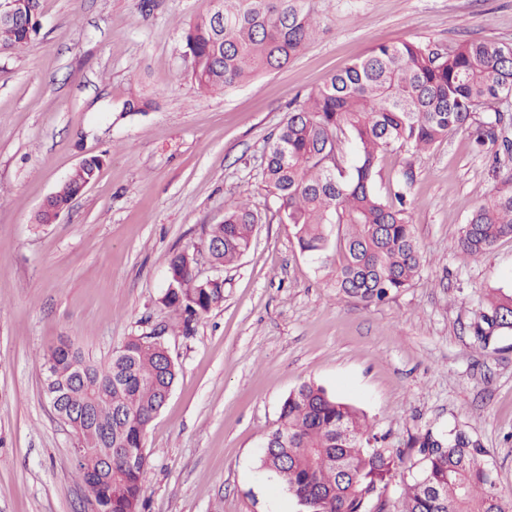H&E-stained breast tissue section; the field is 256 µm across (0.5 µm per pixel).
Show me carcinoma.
<instances>
[{"label": "carcinoma", "instance_id": "1", "mask_svg": "<svg viewBox=\"0 0 512 512\" xmlns=\"http://www.w3.org/2000/svg\"><path fill=\"white\" fill-rule=\"evenodd\" d=\"M24 15L0 26V51L16 49L38 32L41 0H26ZM308 0H218L189 24L185 54L191 77L206 90L238 87L285 67L318 33ZM512 92V47L468 40L448 49L403 41L373 49L332 74L309 94L270 142L263 177L281 220L300 250L332 268L330 287L370 308L410 287L424 256L408 210L413 175L402 174L393 199L382 197L375 177L379 160L395 149L425 151L464 132L479 152L500 145L512 154L502 109ZM354 146L346 164L343 145ZM100 158L73 173L36 221L46 224L65 209L77 189L96 178ZM499 187L473 210L456 244L476 260L496 242L512 237V168L496 171ZM261 221L240 201L224 209L201 246L172 253L162 303L176 313L185 333L224 301V282L198 277V256L214 268L240 260L250 250ZM344 232L333 235L330 226ZM484 349L512 331V295H493L471 323ZM166 344L157 333L132 336L98 362L66 342L42 355L46 391L84 367L85 388H71L65 409L86 391L102 388L106 399L93 418L67 414L78 442L91 449L74 462L76 477L99 488L98 512H142L148 474L145 440L159 413L161 393L177 378L176 363L162 364ZM364 415L325 388L304 382L284 400L261 466L275 474L303 512H385L381 491L400 451L380 448ZM416 472L404 484L397 512H502L512 508L485 463L487 450L464 429L426 430Z\"/></svg>", "mask_w": 512, "mask_h": 512}]
</instances>
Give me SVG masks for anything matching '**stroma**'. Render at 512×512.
<instances>
[{"label":"stroma","instance_id":"35a3bbf8","mask_svg":"<svg viewBox=\"0 0 512 512\" xmlns=\"http://www.w3.org/2000/svg\"><path fill=\"white\" fill-rule=\"evenodd\" d=\"M314 42L288 65L203 92L182 35L209 0H41L40 27L0 52V512H90L73 469L72 429L46 395L42 355L68 340L100 362L164 326L179 366L146 436L144 512H302L262 468L268 434L305 381L361 409L404 449L386 490L397 508L426 429L462 427L512 498V332L489 348L470 323L490 289L512 290V238L476 261L456 242L496 180L492 150L465 133L379 164L389 196L412 169L410 211L424 267L410 288L367 308L337 297L302 254L262 170L289 112L334 71L403 41L512 44V0H312ZM149 104L125 115L130 100ZM104 164L59 220L40 207L84 157ZM261 214L238 262L200 278L224 301L184 335L160 299L167 259L200 243L224 208Z\"/></svg>","mask_w":512,"mask_h":512}]
</instances>
